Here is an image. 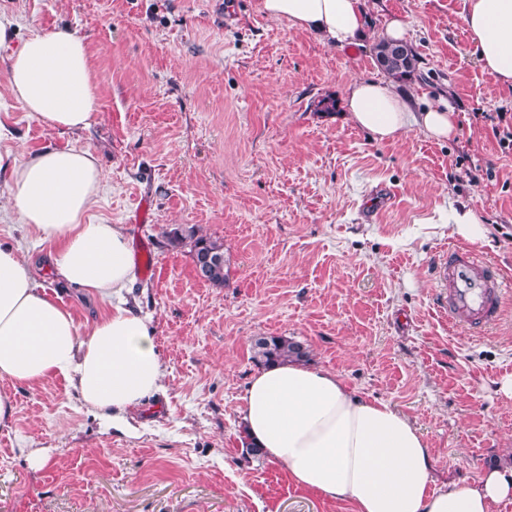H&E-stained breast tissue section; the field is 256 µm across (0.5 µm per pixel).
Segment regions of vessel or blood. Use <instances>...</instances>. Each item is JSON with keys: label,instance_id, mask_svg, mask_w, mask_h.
Listing matches in <instances>:
<instances>
[{"label": "vessel or blood", "instance_id": "vessel-or-blood-1", "mask_svg": "<svg viewBox=\"0 0 512 512\" xmlns=\"http://www.w3.org/2000/svg\"><path fill=\"white\" fill-rule=\"evenodd\" d=\"M438 275L448 290V318L477 329L495 324L504 311L512 283L498 269L464 246H454L437 263Z\"/></svg>", "mask_w": 512, "mask_h": 512}]
</instances>
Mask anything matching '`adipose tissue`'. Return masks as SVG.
<instances>
[{
  "mask_svg": "<svg viewBox=\"0 0 512 512\" xmlns=\"http://www.w3.org/2000/svg\"><path fill=\"white\" fill-rule=\"evenodd\" d=\"M259 11L342 50L363 39L366 0H259ZM462 28L486 72L512 88V0H463ZM11 95L48 128H88L100 108L89 49L70 25L17 39L0 16ZM346 108L375 141L412 127L444 140L455 107L418 109L380 78L346 89ZM103 172L87 148H46L13 165L9 200L20 222L50 244L48 267L70 285L111 301L87 329L54 300L15 248L0 245V421L13 412L11 387L63 378L83 408L114 421L162 388L165 365L150 317L121 303L136 279L121 225L86 222ZM246 433L294 482L355 512H492L512 499V469H487L470 487L437 489L424 436L388 402L360 396L331 370L275 363L253 374L243 396Z\"/></svg>",
  "mask_w": 512,
  "mask_h": 512,
  "instance_id": "1",
  "label": "adipose tissue"
}]
</instances>
